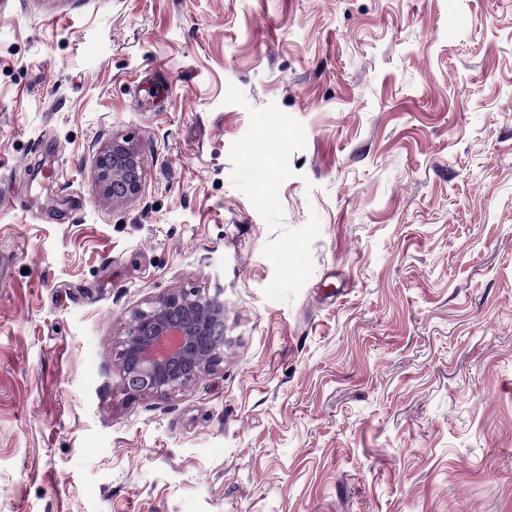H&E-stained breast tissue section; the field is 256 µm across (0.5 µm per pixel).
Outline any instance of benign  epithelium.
I'll return each instance as SVG.
<instances>
[{
  "instance_id": "obj_1",
  "label": "benign epithelium",
  "mask_w": 512,
  "mask_h": 512,
  "mask_svg": "<svg viewBox=\"0 0 512 512\" xmlns=\"http://www.w3.org/2000/svg\"><path fill=\"white\" fill-rule=\"evenodd\" d=\"M95 185L114 205L142 189V149L112 140L93 161ZM224 290L174 289L135 310L119 341L117 360L129 394L173 395L224 362L228 346Z\"/></svg>"
}]
</instances>
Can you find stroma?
Wrapping results in <instances>:
<instances>
[{
  "instance_id": "1",
  "label": "stroma",
  "mask_w": 512,
  "mask_h": 512,
  "mask_svg": "<svg viewBox=\"0 0 512 512\" xmlns=\"http://www.w3.org/2000/svg\"><path fill=\"white\" fill-rule=\"evenodd\" d=\"M10 9L0 512H512V0ZM217 287L220 368L124 392L131 312ZM93 174L98 191L113 205L130 201L142 189V149L127 139L112 140V143L96 153Z\"/></svg>"
}]
</instances>
